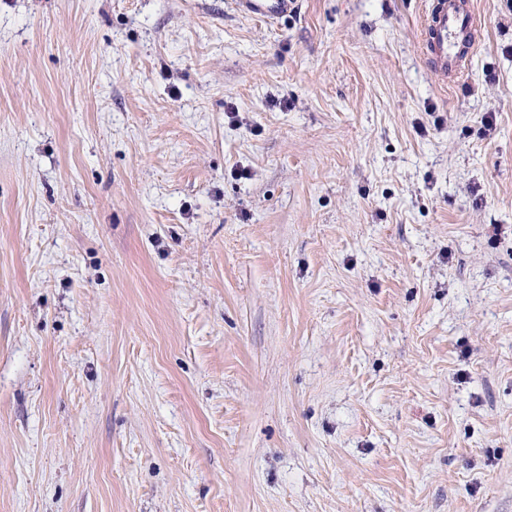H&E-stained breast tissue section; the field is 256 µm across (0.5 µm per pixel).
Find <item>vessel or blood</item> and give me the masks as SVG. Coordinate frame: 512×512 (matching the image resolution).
Instances as JSON below:
<instances>
[{
    "label": "vessel or blood",
    "instance_id": "vessel-or-blood-1",
    "mask_svg": "<svg viewBox=\"0 0 512 512\" xmlns=\"http://www.w3.org/2000/svg\"><path fill=\"white\" fill-rule=\"evenodd\" d=\"M294 0H237L248 15L276 20L287 14ZM478 35L470 0H432L423 25V47L443 74L458 75Z\"/></svg>",
    "mask_w": 512,
    "mask_h": 512
}]
</instances>
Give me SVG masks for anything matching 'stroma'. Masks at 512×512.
Wrapping results in <instances>:
<instances>
[{"label":"stroma","instance_id":"obj_1","mask_svg":"<svg viewBox=\"0 0 512 512\" xmlns=\"http://www.w3.org/2000/svg\"><path fill=\"white\" fill-rule=\"evenodd\" d=\"M0 0V512H512V0ZM296 0H238L236 5L257 19L276 20L288 14ZM423 25V47L444 75L457 76L478 35L469 0H432Z\"/></svg>","mask_w":512,"mask_h":512}]
</instances>
